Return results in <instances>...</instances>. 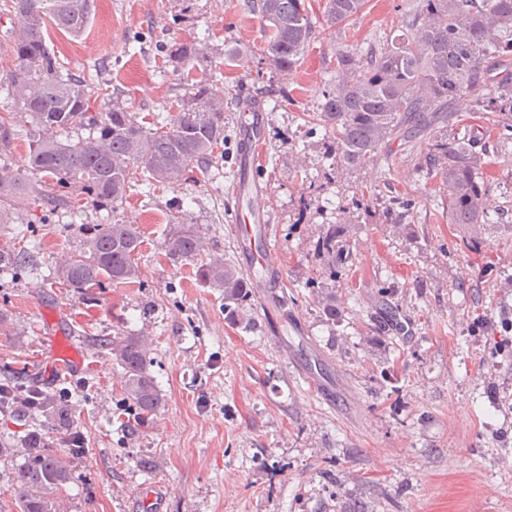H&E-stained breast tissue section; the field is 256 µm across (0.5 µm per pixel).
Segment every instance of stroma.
<instances>
[{"mask_svg": "<svg viewBox=\"0 0 512 512\" xmlns=\"http://www.w3.org/2000/svg\"><path fill=\"white\" fill-rule=\"evenodd\" d=\"M418 0H367L344 34L322 26L326 0H304L315 34L304 63L272 73L266 34L249 0H94L82 37L51 32L64 69L120 89L140 116L172 118L186 80L232 93L224 107V157L190 165L180 185L131 189L118 209L81 204L34 214L11 203L0 241L24 233L32 258L0 274V383L52 392L85 451L62 432L49 445L72 480L62 512H139L138 492L160 484L162 512H512V139L488 138L481 250L466 248L422 153L387 145L388 165L337 181L317 114L338 50L366 49L404 26ZM12 23L0 14V115L17 112L7 83ZM208 44L207 62L173 74L168 50ZM239 49L227 59L230 49ZM492 86L481 83L448 110L441 131L478 123ZM266 113L257 175L279 288L288 306L256 289L239 316L203 286L195 263L165 256L171 216L211 247L238 252L231 230L237 126L247 101ZM411 202L401 222L391 197ZM349 222L342 280L322 272L315 245L326 225ZM122 219L144 232L141 281L105 283L88 301L54 282L89 228ZM335 292L340 323L319 313L317 291ZM395 316L380 325V293ZM253 328H246V319ZM144 333L162 406L139 412L120 391L119 366L102 342ZM77 347L82 369L47 380L54 340ZM332 389L323 399L309 374Z\"/></svg>", "mask_w": 512, "mask_h": 512, "instance_id": "1", "label": "stroma"}]
</instances>
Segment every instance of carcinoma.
Listing matches in <instances>:
<instances>
[{
	"label": "carcinoma",
	"instance_id": "obj_1",
	"mask_svg": "<svg viewBox=\"0 0 512 512\" xmlns=\"http://www.w3.org/2000/svg\"><path fill=\"white\" fill-rule=\"evenodd\" d=\"M366 0H327L324 22L336 31L358 17ZM253 13L267 34L265 56L273 72H287L303 61L314 35L302 0H251ZM93 0H4L0 12L14 15L15 64L10 85L20 113L0 116V150L7 152L19 136L28 141V167L40 178L0 181V200L22 198L32 204L46 199L72 206L86 199L118 208L130 189L143 184L176 185L188 167H207L224 156L225 92L204 80L186 84L169 122L138 121L137 113L115 101L95 111L96 91L83 78L63 73L46 43L50 29L78 37L89 26ZM512 54V0H420L405 23V32L387 35L364 51L336 54V75L329 79L319 122L327 156L336 171L379 166L382 149L399 140L413 150L422 147L418 133L434 129L437 113L464 96L476 83L493 79L491 64ZM209 55L200 45L183 44L168 58L172 71L202 62ZM494 106L483 113V128L512 132V76L494 84ZM94 134L76 142L60 139L69 129ZM483 132L471 128L453 136L434 135L428 143L430 169L447 186L448 223L475 250L483 245L482 229L493 219L486 207L482 169L487 149ZM144 233L137 224L116 219L98 224L82 250L56 271V284L92 299L108 279L115 285L140 282L139 261ZM173 262L197 264L200 281L224 291V310L237 312L264 285L265 274H247L225 255L209 250L191 224L174 216L165 242ZM326 278L341 279L350 259L346 222L327 227L317 242ZM30 251L0 246V271L28 264ZM326 320L340 319L336 294L319 301ZM113 363L122 368L121 392L141 412H154L163 398L147 371L151 340L145 334L105 341ZM40 407L55 426L63 414L55 397L38 392ZM26 461L14 472V492L21 512H58V496L71 481L65 458L50 452L45 441L26 442Z\"/></svg>",
	"mask_w": 512,
	"mask_h": 512
}]
</instances>
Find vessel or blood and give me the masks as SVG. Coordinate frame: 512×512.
Returning a JSON list of instances; mask_svg holds the SVG:
<instances>
[{"mask_svg": "<svg viewBox=\"0 0 512 512\" xmlns=\"http://www.w3.org/2000/svg\"><path fill=\"white\" fill-rule=\"evenodd\" d=\"M265 126V114L261 106L255 105L247 111L239 126L237 176L231 186L230 193L236 200L234 222L237 234V248L246 268L268 269L270 248H256L254 227L265 222L263 209V190L256 179L258 166L256 150ZM83 359L78 352L60 350L55 354L51 364H48L46 375L54 377L57 374L81 367Z\"/></svg>", "mask_w": 512, "mask_h": 512, "instance_id": "1", "label": "vessel or blood"}]
</instances>
